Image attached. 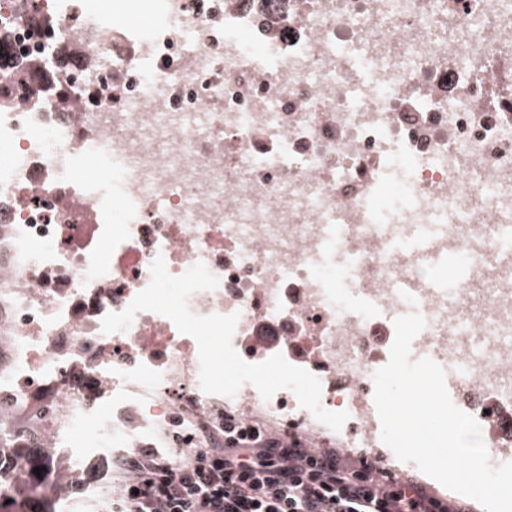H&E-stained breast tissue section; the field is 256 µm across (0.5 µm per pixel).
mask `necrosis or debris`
<instances>
[{"label": "necrosis or debris", "mask_w": 512, "mask_h": 512, "mask_svg": "<svg viewBox=\"0 0 512 512\" xmlns=\"http://www.w3.org/2000/svg\"><path fill=\"white\" fill-rule=\"evenodd\" d=\"M511 228L512 0H0V419L61 468L175 461L228 418L390 456L373 374L414 311L512 457ZM159 255L204 263L191 310L239 313V355L315 374L342 429L204 393L163 315L102 333Z\"/></svg>", "instance_id": "obj_1"}]
</instances>
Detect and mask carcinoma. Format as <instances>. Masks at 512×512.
I'll list each match as a JSON object with an SVG mask.
<instances>
[{
  "instance_id": "obj_1",
  "label": "carcinoma",
  "mask_w": 512,
  "mask_h": 512,
  "mask_svg": "<svg viewBox=\"0 0 512 512\" xmlns=\"http://www.w3.org/2000/svg\"><path fill=\"white\" fill-rule=\"evenodd\" d=\"M21 438L0 426V512H37V488L55 477L53 458L20 445ZM41 468V475L34 468Z\"/></svg>"
}]
</instances>
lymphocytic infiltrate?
Returning a JSON list of instances; mask_svg holds the SVG:
<instances>
[{"label":"lymphocytic infiltrate","instance_id":"obj_1","mask_svg":"<svg viewBox=\"0 0 512 512\" xmlns=\"http://www.w3.org/2000/svg\"><path fill=\"white\" fill-rule=\"evenodd\" d=\"M112 512H466L368 461L240 422L214 428L179 462L145 452L122 462Z\"/></svg>","mask_w":512,"mask_h":512}]
</instances>
